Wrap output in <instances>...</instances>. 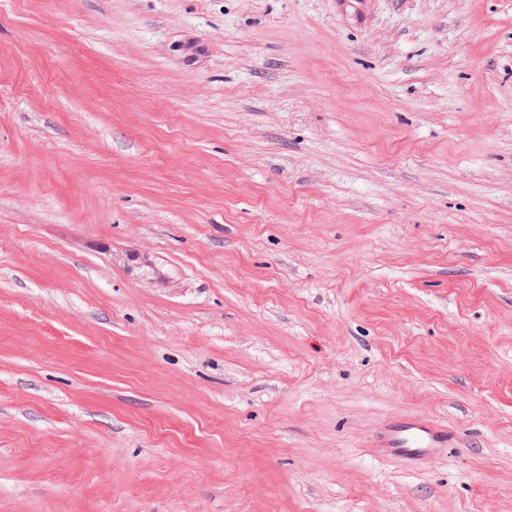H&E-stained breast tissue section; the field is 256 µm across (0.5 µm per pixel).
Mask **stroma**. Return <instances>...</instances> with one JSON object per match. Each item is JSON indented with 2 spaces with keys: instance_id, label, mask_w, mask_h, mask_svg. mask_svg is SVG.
I'll return each mask as SVG.
<instances>
[{
  "instance_id": "stroma-1",
  "label": "stroma",
  "mask_w": 512,
  "mask_h": 512,
  "mask_svg": "<svg viewBox=\"0 0 512 512\" xmlns=\"http://www.w3.org/2000/svg\"><path fill=\"white\" fill-rule=\"evenodd\" d=\"M0 512H512V0H0ZM450 441L447 429L419 416H407L386 424L373 445L386 456L420 462L443 454Z\"/></svg>"
}]
</instances>
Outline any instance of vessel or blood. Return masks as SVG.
I'll list each match as a JSON object with an SVG mask.
<instances>
[{"label": "vessel or blood", "mask_w": 512, "mask_h": 512, "mask_svg": "<svg viewBox=\"0 0 512 512\" xmlns=\"http://www.w3.org/2000/svg\"><path fill=\"white\" fill-rule=\"evenodd\" d=\"M450 441L447 429L419 416H407L386 424L374 445L386 456L420 462L443 454Z\"/></svg>", "instance_id": "vessel-or-blood-1"}]
</instances>
